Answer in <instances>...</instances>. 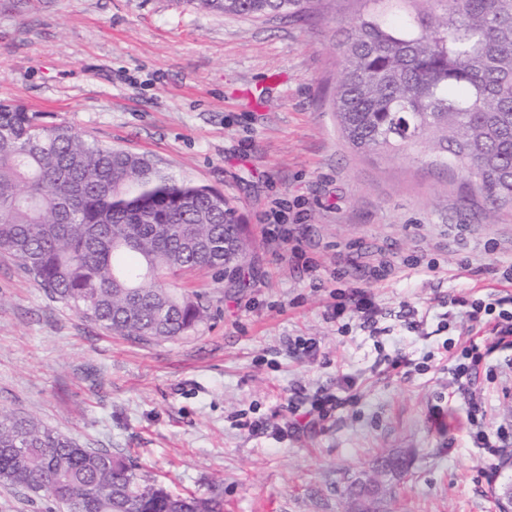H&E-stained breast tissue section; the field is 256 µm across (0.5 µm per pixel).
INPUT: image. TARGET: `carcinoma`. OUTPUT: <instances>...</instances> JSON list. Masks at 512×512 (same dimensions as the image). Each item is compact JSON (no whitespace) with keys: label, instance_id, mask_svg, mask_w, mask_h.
<instances>
[{"label":"carcinoma","instance_id":"cac0c4a2","mask_svg":"<svg viewBox=\"0 0 512 512\" xmlns=\"http://www.w3.org/2000/svg\"><path fill=\"white\" fill-rule=\"evenodd\" d=\"M225 14H306L311 0H188ZM331 104L348 143L395 155L426 141L429 165L460 171L486 223L512 207V0H373L339 44ZM238 252L224 260V243ZM0 254L108 332L186 336L205 317L170 279L247 263L245 225L224 195L145 155L46 126L0 102ZM0 484L64 512H223L216 495L173 494L107 448H84L0 407Z\"/></svg>","mask_w":512,"mask_h":512}]
</instances>
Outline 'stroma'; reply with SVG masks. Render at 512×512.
I'll return each instance as SVG.
<instances>
[{
	"label": "stroma",
	"instance_id": "obj_1",
	"mask_svg": "<svg viewBox=\"0 0 512 512\" xmlns=\"http://www.w3.org/2000/svg\"><path fill=\"white\" fill-rule=\"evenodd\" d=\"M359 7L254 19L188 0H0V102L219 190L249 230L245 277H176L208 317L162 343L87 322L0 255V405L224 512H350L358 478L379 479L380 512H500L512 462L473 432L512 449V349L476 367L475 425L445 358L469 326L456 299L512 312V212L486 223L476 187L423 146L348 145L331 96ZM275 210L302 217L289 242L263 234ZM383 260L373 334L342 300ZM398 353L407 371L388 369ZM347 377L353 402L295 427L291 407Z\"/></svg>",
	"mask_w": 512,
	"mask_h": 512
}]
</instances>
